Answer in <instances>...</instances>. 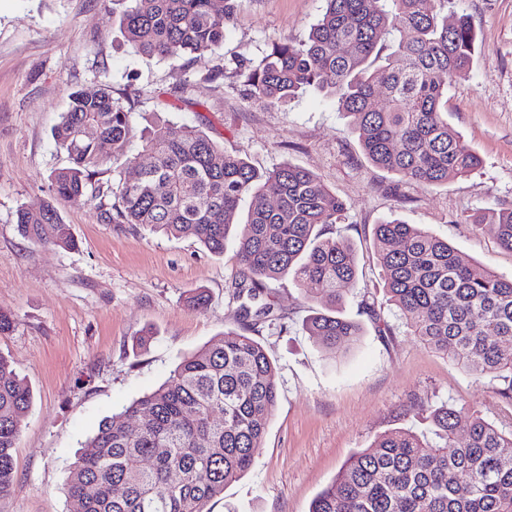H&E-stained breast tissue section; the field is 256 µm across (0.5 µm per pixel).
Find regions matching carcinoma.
Masks as SVG:
<instances>
[{"label":"carcinoma","mask_w":512,"mask_h":512,"mask_svg":"<svg viewBox=\"0 0 512 512\" xmlns=\"http://www.w3.org/2000/svg\"><path fill=\"white\" fill-rule=\"evenodd\" d=\"M129 2L119 27L138 52L194 58L223 43L242 0ZM446 10L448 0H326L306 39L276 44L237 68L262 104L283 105L310 88L334 97L373 165L423 187L446 184L482 165L448 124V86L472 67L476 33L467 15L450 23ZM380 89L384 110L373 105ZM133 136L130 111L110 86L73 91L53 128L68 164L49 175L51 199L17 210L19 233L76 247L55 202L80 197L99 201L110 221L193 238L214 254L224 253L233 232L240 266L233 299L255 301L268 282L288 275L324 305L306 320L308 335L329 350L356 341L361 325L339 308L356 286L357 254L324 236L345 205L316 174L290 165L261 173L206 132L158 120L143 133L150 162L138 177L100 181ZM246 196L252 204L242 219ZM469 223L512 251V206L477 211ZM373 248L386 303L410 335L463 371L498 381L497 393L512 400V277L397 220L375 226ZM277 401L276 369L263 346L224 332L99 423L69 468V512H209V502L254 466ZM32 404V391L0 355V496L13 482V448ZM130 417L140 419L137 427L126 426ZM431 419L429 437L398 429L354 452L309 512H512V425L446 403Z\"/></svg>","instance_id":"1"}]
</instances>
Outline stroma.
I'll return each mask as SVG.
<instances>
[{
  "instance_id": "35a3bbf8",
  "label": "stroma",
  "mask_w": 512,
  "mask_h": 512,
  "mask_svg": "<svg viewBox=\"0 0 512 512\" xmlns=\"http://www.w3.org/2000/svg\"><path fill=\"white\" fill-rule=\"evenodd\" d=\"M124 0H0V334L33 392L14 450V479L0 512H68V466L99 422L157 389L180 360L229 329L247 328L277 371L279 397L254 467L214 498L211 512H309L350 455L379 436L429 429L427 405L443 402L512 424V402L490 378L465 374L410 336L385 305L372 254L376 224L424 225L465 259L512 276V251L468 215L512 205V0H449L477 32L469 73L448 89V122L483 158L469 176L424 188L372 165L333 97L314 89L264 106L249 97L238 60L304 39L325 0H243L218 48L186 61L139 54L119 30ZM109 85L129 99L135 129L163 119L200 127L258 170L290 164L314 172L345 203L333 234L359 265L344 316L363 332L349 348L323 350L304 330L317 302L291 278L270 282L265 301L286 330L243 319L231 298L239 275L235 243L222 255L190 238L105 220L97 202H60L78 242L36 244L16 211L51 195L65 165L52 130L72 91ZM206 289L196 311L185 298ZM381 310L361 313L362 298ZM154 335L146 347L136 338Z\"/></svg>"
}]
</instances>
